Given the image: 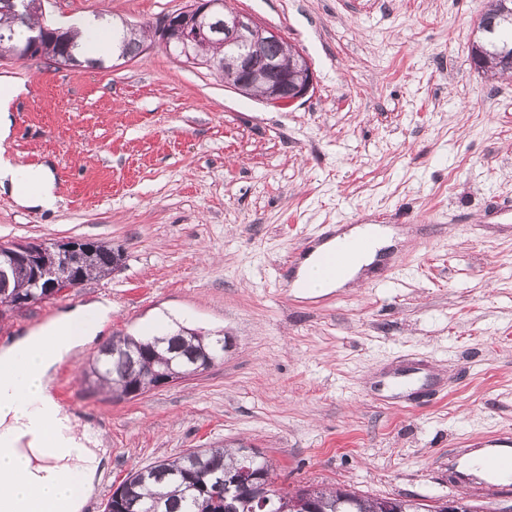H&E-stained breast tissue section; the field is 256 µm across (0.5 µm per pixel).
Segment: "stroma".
I'll return each instance as SVG.
<instances>
[{
	"label": "stroma",
	"mask_w": 512,
	"mask_h": 512,
	"mask_svg": "<svg viewBox=\"0 0 512 512\" xmlns=\"http://www.w3.org/2000/svg\"><path fill=\"white\" fill-rule=\"evenodd\" d=\"M186 0H47L68 26L137 25ZM488 0H229L311 61L315 88L273 109L154 47L96 67L0 58L23 83L9 157L50 164L56 211L0 195V242L71 239L123 254L113 274L0 319V345L94 297L112 318L56 368L53 394L109 457L104 512L134 469L242 439L279 484L512 498L457 460L512 434V77L471 56ZM358 224L393 244L358 282L291 288L292 255ZM186 326L226 337L223 361L131 398L81 373L116 336ZM412 390L391 395L392 377Z\"/></svg>",
	"instance_id": "35a3bbf8"
}]
</instances>
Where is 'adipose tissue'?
I'll list each match as a JSON object with an SVG mask.
<instances>
[{
	"label": "adipose tissue",
	"mask_w": 512,
	"mask_h": 512,
	"mask_svg": "<svg viewBox=\"0 0 512 512\" xmlns=\"http://www.w3.org/2000/svg\"><path fill=\"white\" fill-rule=\"evenodd\" d=\"M0 195L22 208L56 210L60 201L50 166H23L0 153ZM370 238L337 275L322 278L320 253L339 240ZM391 243L390 231L355 226L316 246L300 263L294 287L322 294L342 288L375 262ZM112 303L97 299L62 313L0 347V492L11 512H29L35 502H52L57 512H81L104 475L106 451L100 436L77 431L73 416L51 392L56 367L92 341L108 321Z\"/></svg>",
	"instance_id": "1"
}]
</instances>
